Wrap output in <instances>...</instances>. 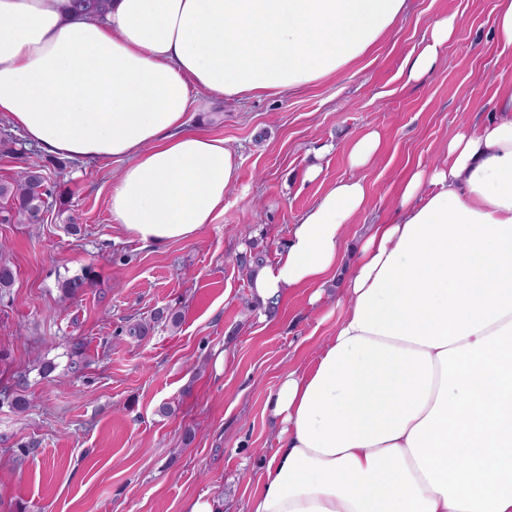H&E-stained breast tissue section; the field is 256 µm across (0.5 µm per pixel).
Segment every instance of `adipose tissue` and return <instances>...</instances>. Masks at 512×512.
I'll list each match as a JSON object with an SVG mask.
<instances>
[{"mask_svg": "<svg viewBox=\"0 0 512 512\" xmlns=\"http://www.w3.org/2000/svg\"><path fill=\"white\" fill-rule=\"evenodd\" d=\"M409 0H0V115L47 152L122 162L108 209L154 247L224 208L239 163L192 131L214 100L336 77ZM456 21L436 19L404 84L433 72ZM499 118L460 125L404 178L353 258L344 233L369 189L331 185L293 224L253 295L336 291V329L268 406L280 430L250 512H512V86Z\"/></svg>", "mask_w": 512, "mask_h": 512, "instance_id": "obj_1", "label": "adipose tissue"}]
</instances>
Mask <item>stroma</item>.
I'll use <instances>...</instances> for the list:
<instances>
[{
    "instance_id": "35a3bbf8",
    "label": "stroma",
    "mask_w": 512,
    "mask_h": 512,
    "mask_svg": "<svg viewBox=\"0 0 512 512\" xmlns=\"http://www.w3.org/2000/svg\"><path fill=\"white\" fill-rule=\"evenodd\" d=\"M499 0H409L405 17L347 73L292 92L227 100L193 128L223 137L238 157L235 185L214 222L155 248L125 235L107 208L119 162L90 165L46 152L0 117V182L42 169L41 224H1L15 282L0 297V512H186L218 500L249 512L278 428L266 403L282 374L305 367L336 325L335 300L290 292L273 319L250 310L235 256L249 224L271 252L326 188L351 176L352 142L375 130L377 160L362 170L371 205L354 243L391 215L401 180L435 164L464 123L493 117L512 49L491 28ZM458 27L435 71L406 86L398 72L431 22ZM318 164V178L308 176ZM78 231H71V224ZM93 266V288L64 297L59 282ZM170 307L181 323L145 339L129 322ZM81 342L84 367L69 352ZM56 369L43 376L41 365ZM25 397L26 410L13 405ZM174 412L164 416L162 404ZM193 441H186V434Z\"/></svg>"
}]
</instances>
